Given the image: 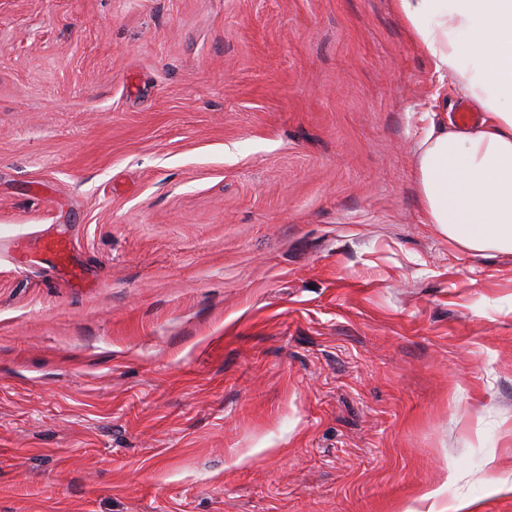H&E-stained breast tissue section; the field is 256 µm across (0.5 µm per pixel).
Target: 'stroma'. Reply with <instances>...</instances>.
<instances>
[{"instance_id": "35a3bbf8", "label": "stroma", "mask_w": 512, "mask_h": 512, "mask_svg": "<svg viewBox=\"0 0 512 512\" xmlns=\"http://www.w3.org/2000/svg\"><path fill=\"white\" fill-rule=\"evenodd\" d=\"M438 84L392 0H0V512H512ZM43 251L55 263L57 268L68 277L76 288L85 287L86 282L82 272L69 264L70 243L65 239L50 238L43 242Z\"/></svg>"}]
</instances>
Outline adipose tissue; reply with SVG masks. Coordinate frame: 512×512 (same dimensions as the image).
I'll return each instance as SVG.
<instances>
[{"instance_id":"adipose-tissue-1","label":"adipose tissue","mask_w":512,"mask_h":512,"mask_svg":"<svg viewBox=\"0 0 512 512\" xmlns=\"http://www.w3.org/2000/svg\"><path fill=\"white\" fill-rule=\"evenodd\" d=\"M438 77L421 116L416 181L427 223L472 256L512 253V0H394ZM481 114L448 119V92Z\"/></svg>"}]
</instances>
